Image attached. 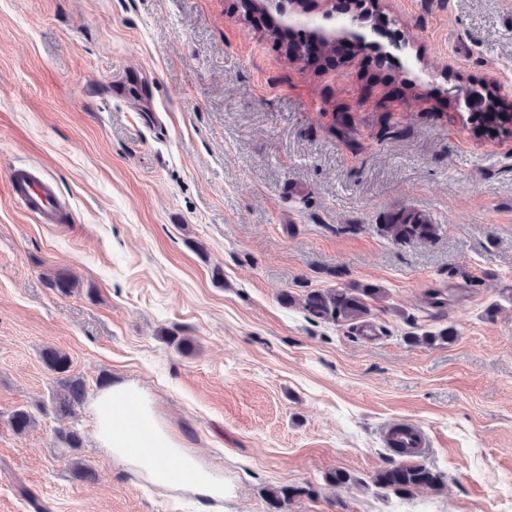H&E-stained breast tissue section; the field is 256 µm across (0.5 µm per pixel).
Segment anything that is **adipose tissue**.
Here are the masks:
<instances>
[{
  "label": "adipose tissue",
  "mask_w": 512,
  "mask_h": 512,
  "mask_svg": "<svg viewBox=\"0 0 512 512\" xmlns=\"http://www.w3.org/2000/svg\"><path fill=\"white\" fill-rule=\"evenodd\" d=\"M98 443L160 488L184 479L198 495L220 501L224 479L187 454L162 427L144 395L120 384L101 392L91 409Z\"/></svg>",
  "instance_id": "ef3b65f1"
}]
</instances>
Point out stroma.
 I'll return each instance as SVG.
<instances>
[{
	"label": "stroma",
	"instance_id": "obj_1",
	"mask_svg": "<svg viewBox=\"0 0 512 512\" xmlns=\"http://www.w3.org/2000/svg\"><path fill=\"white\" fill-rule=\"evenodd\" d=\"M325 10L0 0V512H271L273 488L281 512H512V132L464 105L512 93V0H358L349 27L374 47L288 52L283 31L331 27ZM20 165L67 201L61 222L14 203ZM402 211L435 236L385 237ZM366 285L387 296L365 322L304 308ZM48 347L90 399L145 393L223 500L116 460L89 403L74 422L95 479H73L41 411ZM398 419L428 432L442 490L374 485L402 461L380 438Z\"/></svg>",
	"mask_w": 512,
	"mask_h": 512
}]
</instances>
